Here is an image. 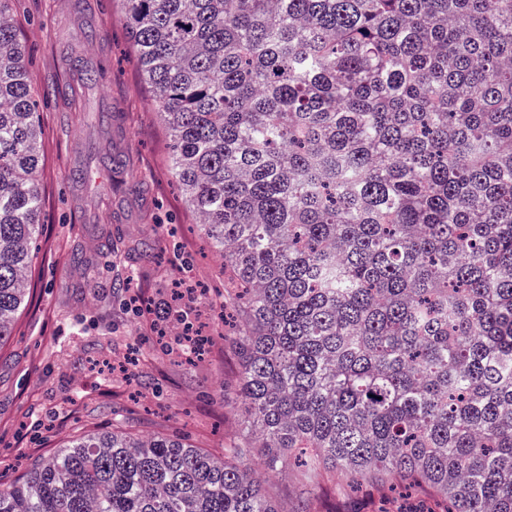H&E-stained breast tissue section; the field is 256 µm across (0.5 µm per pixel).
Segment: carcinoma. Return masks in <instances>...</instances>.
Here are the masks:
<instances>
[{"label": "carcinoma", "instance_id": "1", "mask_svg": "<svg viewBox=\"0 0 512 512\" xmlns=\"http://www.w3.org/2000/svg\"><path fill=\"white\" fill-rule=\"evenodd\" d=\"M170 166L232 292L236 396L267 473L424 485L512 512V0H119ZM0 0V344L41 198ZM94 85L100 67L75 57ZM122 188L126 161L105 155ZM0 512H279L179 436L80 437Z\"/></svg>", "mask_w": 512, "mask_h": 512}]
</instances>
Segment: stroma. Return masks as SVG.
<instances>
[{
    "instance_id": "35a3bbf8",
    "label": "stroma",
    "mask_w": 512,
    "mask_h": 512,
    "mask_svg": "<svg viewBox=\"0 0 512 512\" xmlns=\"http://www.w3.org/2000/svg\"><path fill=\"white\" fill-rule=\"evenodd\" d=\"M76 2L9 4L44 134L29 298L0 346V480H17L75 438L111 431L117 412L132 435H180L214 456L236 447L255 461L233 394L240 365L224 337L223 260L171 175L169 132L117 0H88L86 11ZM71 53L105 64L106 78L44 98ZM91 143L127 158L125 192H109L111 173L89 156ZM76 166L89 171L77 184L67 178ZM188 322L205 340L191 359L181 345ZM265 490L280 512L403 508L395 483L353 493L331 471L313 489L291 467Z\"/></svg>"
}]
</instances>
